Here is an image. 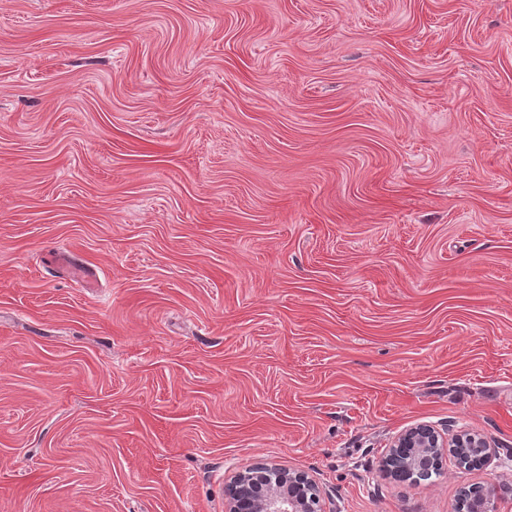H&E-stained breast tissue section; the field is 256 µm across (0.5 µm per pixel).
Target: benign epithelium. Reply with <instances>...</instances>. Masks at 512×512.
I'll use <instances>...</instances> for the list:
<instances>
[{"mask_svg":"<svg viewBox=\"0 0 512 512\" xmlns=\"http://www.w3.org/2000/svg\"><path fill=\"white\" fill-rule=\"evenodd\" d=\"M470 448L483 462H488L494 449L484 439L467 433L447 441L431 426L418 424L401 434L381 460L384 474L399 479L414 477L435 455ZM228 512H321L322 491L307 474L292 471L279 464L257 462L230 477ZM470 512H493L492 493L474 494Z\"/></svg>","mask_w":512,"mask_h":512,"instance_id":"1","label":"benign epithelium"}]
</instances>
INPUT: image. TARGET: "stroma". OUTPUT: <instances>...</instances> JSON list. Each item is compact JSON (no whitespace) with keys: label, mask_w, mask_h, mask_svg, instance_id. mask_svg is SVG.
Instances as JSON below:
<instances>
[{"label":"stroma","mask_w":512,"mask_h":512,"mask_svg":"<svg viewBox=\"0 0 512 512\" xmlns=\"http://www.w3.org/2000/svg\"><path fill=\"white\" fill-rule=\"evenodd\" d=\"M487 439L383 476L417 424ZM512 486V0H0V512ZM228 512H320L323 498L307 474L257 462L230 477Z\"/></svg>","instance_id":"35a3bbf8"}]
</instances>
